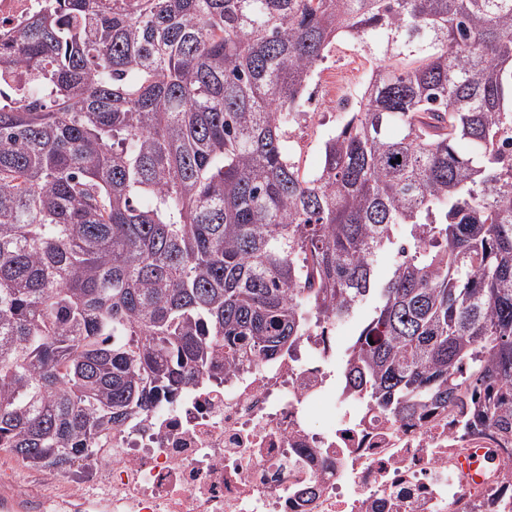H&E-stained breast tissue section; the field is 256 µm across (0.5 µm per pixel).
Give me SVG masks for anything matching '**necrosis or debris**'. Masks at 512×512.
I'll return each mask as SVG.
<instances>
[{"label": "necrosis or debris", "instance_id": "1", "mask_svg": "<svg viewBox=\"0 0 512 512\" xmlns=\"http://www.w3.org/2000/svg\"><path fill=\"white\" fill-rule=\"evenodd\" d=\"M335 378L336 330L315 329L95 441L81 470L1 481L0 512H512V436L453 408L392 420Z\"/></svg>", "mask_w": 512, "mask_h": 512}]
</instances>
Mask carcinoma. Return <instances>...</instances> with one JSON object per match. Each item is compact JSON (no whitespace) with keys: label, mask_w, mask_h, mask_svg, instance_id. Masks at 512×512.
Returning a JSON list of instances; mask_svg holds the SVG:
<instances>
[{"label":"carcinoma","mask_w":512,"mask_h":512,"mask_svg":"<svg viewBox=\"0 0 512 512\" xmlns=\"http://www.w3.org/2000/svg\"><path fill=\"white\" fill-rule=\"evenodd\" d=\"M342 35L377 63L307 173L279 114ZM2 64L1 451L359 319L344 392L512 434V0H51Z\"/></svg>","instance_id":"1"}]
</instances>
